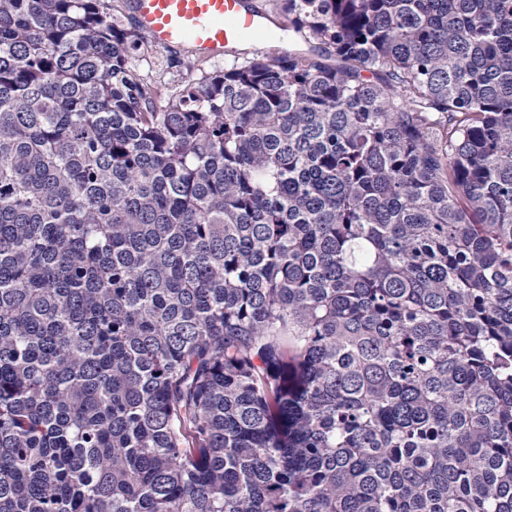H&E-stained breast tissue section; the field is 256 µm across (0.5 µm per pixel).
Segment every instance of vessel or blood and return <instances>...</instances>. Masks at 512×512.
Instances as JSON below:
<instances>
[{"mask_svg": "<svg viewBox=\"0 0 512 512\" xmlns=\"http://www.w3.org/2000/svg\"><path fill=\"white\" fill-rule=\"evenodd\" d=\"M139 30L161 48L190 47L195 54L233 53L244 38L269 31L267 16L250 0H131Z\"/></svg>", "mask_w": 512, "mask_h": 512, "instance_id": "1", "label": "vessel or blood"}]
</instances>
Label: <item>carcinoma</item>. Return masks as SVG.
Instances as JSON below:
<instances>
[{
	"mask_svg": "<svg viewBox=\"0 0 512 512\" xmlns=\"http://www.w3.org/2000/svg\"><path fill=\"white\" fill-rule=\"evenodd\" d=\"M269 6L0 0V512H512V0ZM131 8L139 30L158 46L147 41L134 59L135 68L166 87L224 70L232 59L197 58L178 47L189 46L206 57L231 54L247 36L269 32L267 16L251 7L250 0H132Z\"/></svg>",
	"mask_w": 512,
	"mask_h": 512,
	"instance_id": "carcinoma-1",
	"label": "carcinoma"
}]
</instances>
